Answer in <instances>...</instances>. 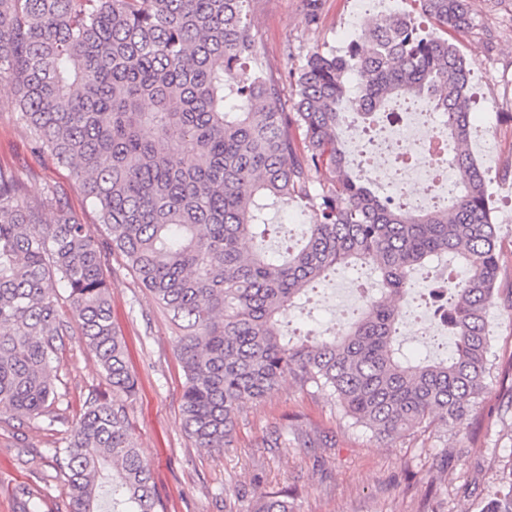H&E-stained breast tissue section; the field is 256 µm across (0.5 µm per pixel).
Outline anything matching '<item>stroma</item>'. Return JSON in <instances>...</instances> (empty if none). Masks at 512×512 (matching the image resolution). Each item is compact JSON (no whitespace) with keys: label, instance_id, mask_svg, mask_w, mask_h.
<instances>
[{"label":"stroma","instance_id":"obj_1","mask_svg":"<svg viewBox=\"0 0 512 512\" xmlns=\"http://www.w3.org/2000/svg\"><path fill=\"white\" fill-rule=\"evenodd\" d=\"M472 26L458 37L472 67L473 133L470 150L487 172L489 201L499 226L501 288L486 314L491 344L487 388L467 429L441 421L406 436L381 440L364 427L342 420L315 387L284 381L264 401L240 412L232 447L214 452L196 447L186 436L180 415L184 382L176 357L175 334L168 316L139 288L120 254H110L112 315L125 339L138 393L128 402L141 453L151 460L153 481L163 512H224V491L237 495L238 512H249L255 492H288L295 512H480L495 491L496 474L512 465V0H470ZM250 18L258 50L246 64L248 75L276 79L290 89L311 50L343 51L363 40L366 20L360 0H318L309 19L302 0H252ZM0 89V167L35 177L62 195L97 239L106 231L96 224L90 203L72 171L36 151L10 102ZM355 287L354 275L341 269L314 298L312 319L289 314L284 330L307 332L340 328L341 296ZM54 385L59 409L74 418L93 390L107 383L75 324H68ZM278 447H267L273 432ZM67 429L33 428L0 422V512H13L11 486L37 483L47 506L61 498V478L48 464L30 470L29 454L46 452ZM326 440L306 448L296 433Z\"/></svg>","mask_w":512,"mask_h":512}]
</instances>
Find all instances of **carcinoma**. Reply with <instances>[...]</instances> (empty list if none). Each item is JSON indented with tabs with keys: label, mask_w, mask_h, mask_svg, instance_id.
I'll return each instance as SVG.
<instances>
[{
	"label": "carcinoma",
	"mask_w": 512,
	"mask_h": 512,
	"mask_svg": "<svg viewBox=\"0 0 512 512\" xmlns=\"http://www.w3.org/2000/svg\"><path fill=\"white\" fill-rule=\"evenodd\" d=\"M249 0H0V85L35 149L70 167L108 238L93 237L48 185L35 194L0 168V413L52 427V382L67 329L58 289L108 388L48 452L65 512H157L151 464L127 402L136 382L112 323L107 255L120 254L176 329L181 415L199 448L234 441L242 408L289 378L312 385L341 418L382 438L434 415L469 425L490 374L486 312L499 293L498 225L485 172L469 151L470 67L457 34L469 0H419L436 31L393 15L367 44L308 54L294 111L272 79L241 77L257 51ZM359 92L352 95L349 76ZM398 96L440 113L455 152L456 191L443 208L402 207L351 175L346 114L380 112ZM301 198L303 244L277 259L268 214ZM376 276L344 331L295 340L281 318L338 266ZM448 268L455 354L409 362L391 303L414 272ZM14 512H44L38 486L15 485ZM253 512H294L260 494ZM481 512H512V470Z\"/></svg>",
	"instance_id": "obj_1"
}]
</instances>
